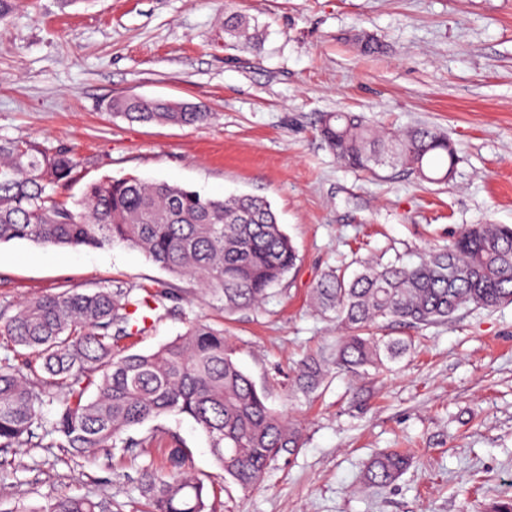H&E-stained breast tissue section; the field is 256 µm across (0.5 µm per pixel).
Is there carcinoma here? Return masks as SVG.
Listing matches in <instances>:
<instances>
[{
	"mask_svg": "<svg viewBox=\"0 0 512 512\" xmlns=\"http://www.w3.org/2000/svg\"><path fill=\"white\" fill-rule=\"evenodd\" d=\"M224 29L242 45L253 39L236 16ZM108 109L130 121L198 126L210 113L192 103L130 97ZM321 135L345 166L370 175L403 168L448 181L457 154L448 137L429 126L379 133L363 116H325ZM80 167L69 149L27 139L0 138V244L27 240L42 246L138 249L173 278L219 296L224 309L260 307L296 266L298 253L271 205L252 195L213 199L165 182L104 178L69 202L47 189L66 188ZM360 269L327 272L311 289L312 307L341 329L335 344L306 355L294 369L305 394L333 375L366 377L402 359L411 344L377 335L386 321L414 326L444 322L461 309L512 304V225L469 224L453 243L412 264L370 259ZM161 282L140 296L120 284L90 293L61 292L21 303L0 325L21 363L0 365V448H68L81 457L99 448L163 449L141 472L147 512H214L206 486L191 470L185 445L158 427L135 439L128 432L176 414L205 433L224 482L243 490L260 485L285 455L303 447L299 423L268 405L269 394L237 364L224 329L191 322L177 338L147 353L114 343L146 326L136 311L174 297ZM95 396L85 398L90 387ZM54 406L52 418L41 409ZM47 441L33 442L35 429ZM401 451L376 456L367 467L370 488L395 482L409 467ZM47 512H111L105 501L61 492Z\"/></svg>",
	"mask_w": 512,
	"mask_h": 512,
	"instance_id": "1",
	"label": "carcinoma"
}]
</instances>
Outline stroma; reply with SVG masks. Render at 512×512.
Masks as SVG:
<instances>
[{"instance_id":"35a3bbf8","label":"stroma","mask_w":512,"mask_h":512,"mask_svg":"<svg viewBox=\"0 0 512 512\" xmlns=\"http://www.w3.org/2000/svg\"><path fill=\"white\" fill-rule=\"evenodd\" d=\"M264 32L236 46L224 18ZM368 35L375 57L352 43ZM124 96L196 103L207 124L130 122L107 112ZM329 112H361L374 126L428 125L446 133L458 163L445 184L408 170L371 177L346 169L320 135ZM0 137L79 154V197L104 176L134 175L211 198L266 199L298 249L296 268L264 304L225 310L180 284L150 312L151 329L120 346L150 352L202 319L223 327L240 367L297 419L304 446L253 490L225 483L204 433L168 415L162 426L213 487L216 512H487L512 498V304L463 309L420 328L388 372L331 378L311 394L281 374L333 343L335 323L309 303L328 269L357 258L410 262L449 243L465 224L512 225V0H17L0 22ZM169 274L142 252L0 244V323L18 305L63 291L120 284L142 293ZM408 449L413 466L381 489L364 484L376 454ZM142 448L75 458L63 448H0V512L12 503L48 512L64 489L143 512Z\"/></svg>"}]
</instances>
